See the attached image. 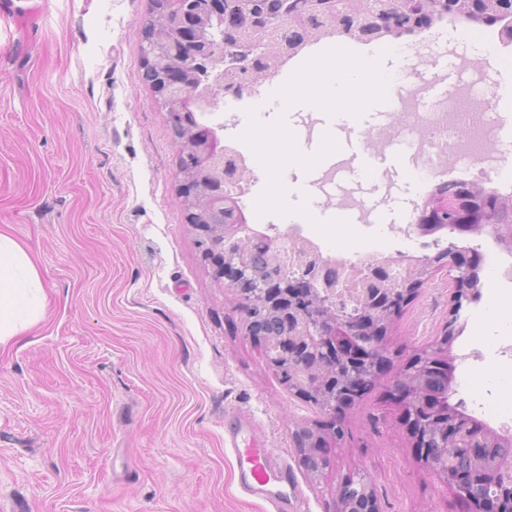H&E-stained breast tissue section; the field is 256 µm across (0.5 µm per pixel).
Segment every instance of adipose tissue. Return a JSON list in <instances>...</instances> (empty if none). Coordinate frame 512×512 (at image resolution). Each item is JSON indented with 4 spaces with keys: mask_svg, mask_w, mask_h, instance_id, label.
Returning a JSON list of instances; mask_svg holds the SVG:
<instances>
[{
    "mask_svg": "<svg viewBox=\"0 0 512 512\" xmlns=\"http://www.w3.org/2000/svg\"><path fill=\"white\" fill-rule=\"evenodd\" d=\"M43 307L35 264L9 231L0 228V348L34 326Z\"/></svg>",
    "mask_w": 512,
    "mask_h": 512,
    "instance_id": "obj_1",
    "label": "adipose tissue"
}]
</instances>
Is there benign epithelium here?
<instances>
[{
    "label": "benign epithelium",
    "instance_id": "7a95c632",
    "mask_svg": "<svg viewBox=\"0 0 512 512\" xmlns=\"http://www.w3.org/2000/svg\"><path fill=\"white\" fill-rule=\"evenodd\" d=\"M426 0H280L268 24L289 36H303L313 21L336 15L348 17L357 40L380 39L396 28L397 19L385 17L387 5L399 4L412 16V24L429 28V21L448 13L450 0H435L438 8L424 7ZM468 13L493 2L500 38L512 41V0H458ZM155 17L166 18L165 33L147 25L143 54L147 80L159 97L175 135L181 157L180 197L189 221L202 234V245L215 278L239 290L248 320V335L259 341L267 362L283 374L288 387L314 405L334 412L355 403L374 381L385 360L384 337L389 321L416 288L440 269H447L452 283L448 322L442 335L425 348L397 375L392 399L403 407L413 447L428 451L426 467L482 510L485 504L500 512L505 497L512 498V434H502L451 403L448 390H435L428 368L432 362L452 364V343L463 305L473 302L482 267H474L481 254L465 241L485 231L494 238L512 240V219H506L503 203L508 197L494 187L471 183L450 193L437 187L419 207L415 232L432 237L437 251L416 257L402 252L372 257L360 263L361 289L347 295L339 288L338 267L305 242L297 258L294 276L279 264L281 242L289 231L267 237L272 268L267 279L252 275L249 241L258 231L248 224L239 197L227 184L234 178L237 158L224 154V124L208 126V136L196 139L188 133L196 113L210 110L214 88L235 92L242 70L248 76L261 73L265 56L255 47L266 40V28L254 16L249 0H155ZM451 241L439 247L441 233ZM408 273L397 280L389 274L397 264ZM265 303L284 322L281 336L270 332L253 300ZM296 448L319 459L315 449L326 448L331 438L311 428L293 435ZM474 462L468 468L456 458ZM365 496L364 512H379L373 487L359 479H344L336 494V512H350L349 494L354 484Z\"/></svg>",
    "mask_w": 512,
    "mask_h": 512
}]
</instances>
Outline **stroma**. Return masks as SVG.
<instances>
[{"label":"stroma","mask_w":512,"mask_h":512,"mask_svg":"<svg viewBox=\"0 0 512 512\" xmlns=\"http://www.w3.org/2000/svg\"><path fill=\"white\" fill-rule=\"evenodd\" d=\"M152 0H0V225L33 259L47 295L43 317L0 351V512H270L240 492L224 418L238 415L286 463L300 512H334L348 474L371 481L381 512H465L410 446L390 401L394 374L440 336L452 284L438 271L403 308L388 336L392 363L362 400L342 413L346 436L330 466L310 478L295 446L298 429L333 422L291 392L246 334L239 294L220 283L197 245L179 200L178 153L144 77L142 43ZM385 136L367 117L348 125L317 109L283 110L260 86L261 121L285 115L304 153L336 130L343 178L320 163L288 167L291 201L301 192L322 220L345 201L375 207L358 231L381 233L386 254L424 255L405 235L437 175L471 160L419 158V129L401 110L414 96L431 113L479 108L503 156L496 188L512 190V54L497 29L433 25L396 39ZM373 178H364V171ZM343 180L340 191L311 187ZM483 256L482 297L465 306L453 343L456 369L483 382L455 400L495 429L512 422L488 408H512V364L497 341L512 336V310L494 286L511 255L491 235L471 237Z\"/></svg>","instance_id":"obj_1"}]
</instances>
